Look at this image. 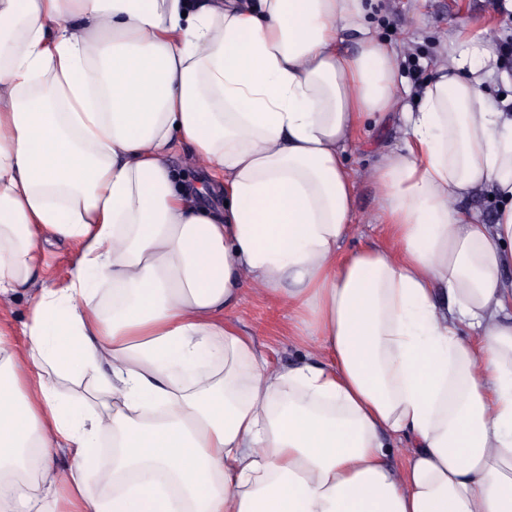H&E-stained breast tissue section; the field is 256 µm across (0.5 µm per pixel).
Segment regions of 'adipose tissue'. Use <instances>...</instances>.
<instances>
[{
  "label": "adipose tissue",
  "instance_id": "adipose-tissue-1",
  "mask_svg": "<svg viewBox=\"0 0 512 512\" xmlns=\"http://www.w3.org/2000/svg\"><path fill=\"white\" fill-rule=\"evenodd\" d=\"M368 12L0 0V318L33 297L23 343L0 321V512H512V107L485 97L490 43L449 45L374 172L394 249L342 254L343 156L403 85ZM179 143L223 210L191 203ZM52 239L78 259L50 281ZM252 289L318 360L240 332ZM86 376L92 410L60 391ZM170 162L179 174L187 178V185L196 192V189L203 188L199 192L203 203L209 205H221L224 201V194L221 188L203 170L195 156L194 149L186 144H177L171 156Z\"/></svg>",
  "mask_w": 512,
  "mask_h": 512
}]
</instances>
